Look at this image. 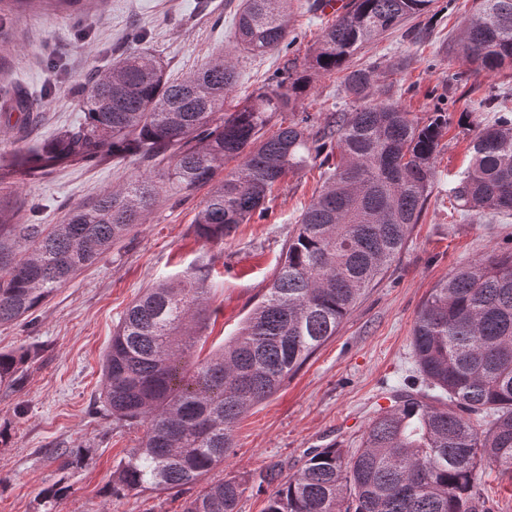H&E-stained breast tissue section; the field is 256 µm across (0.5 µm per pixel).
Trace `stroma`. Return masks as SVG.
I'll use <instances>...</instances> for the list:
<instances>
[{
    "mask_svg": "<svg viewBox=\"0 0 512 512\" xmlns=\"http://www.w3.org/2000/svg\"><path fill=\"white\" fill-rule=\"evenodd\" d=\"M240 0H87L85 11L49 12L35 4L0 23V85L36 91L56 85L32 139L51 143L84 119L77 95L92 72L105 70L128 47L135 27L145 46L176 78L233 55L236 83L229 103L264 87L288 61H302L334 15L294 0L289 54L236 53ZM473 0H436L430 12L408 19L357 52L349 69L373 70L382 99L427 121L448 114V131L435 160V181L418 224L402 251L368 288L335 336L270 398L237 423L234 446L210 479L251 475L266 468L288 477L308 449L332 442L354 448L370 416L414 368L410 336L429 291L448 274L493 250L512 247V217L485 219L454 211L448 192L468 166L473 139L494 120L491 96L512 108V67L465 71L453 46ZM341 77H315L299 104L319 116L350 108ZM21 115L0 110V171L9 173L17 222L58 224L76 205L136 176L158 177L156 159L122 156L104 148L55 160L26 159L18 136ZM326 169L314 164L288 175L256 216L214 246L197 234L195 215L206 188L163 191L147 224L60 286L30 318L0 327V351L29 352L23 384L0 390V512H181L182 500L150 491L106 496L117 464L144 435L143 426L118 422L102 399V361L127 306L144 288L187 274L212 284L205 350L218 348L238 328L267 288L293 237L302 209ZM77 452L68 465L59 449ZM67 497L47 506L44 491L58 480ZM477 488L493 512H512V479L483 467Z\"/></svg>",
    "mask_w": 512,
    "mask_h": 512,
    "instance_id": "obj_1",
    "label": "stroma"
}]
</instances>
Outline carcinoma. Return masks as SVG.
<instances>
[{"label": "carcinoma", "instance_id": "cac0c4a2", "mask_svg": "<svg viewBox=\"0 0 512 512\" xmlns=\"http://www.w3.org/2000/svg\"><path fill=\"white\" fill-rule=\"evenodd\" d=\"M435 0H352L301 67L225 108L235 84L229 55L172 80L155 56L129 47L82 88L85 120L28 153L112 152L163 157L162 177L182 190L209 187L195 217L207 242H224L263 214L267 197L290 173L317 159L329 175L302 210L295 235L261 299L237 333L203 358L194 356L208 320L204 279L160 280L143 290L117 325L103 361L101 398L112 418L145 427L120 460L109 492L151 489L186 495L182 512H238L251 482L273 486L264 512H491L476 487L495 466L512 479V248L461 266L431 289L411 334L418 378L374 411L358 447L336 443L307 452L286 481L271 472L212 481L238 420L275 394L331 337L366 290L401 252L432 191L434 159L448 127L435 112L424 124L395 102L378 100L373 71L347 70L363 46ZM293 0H241L235 42L263 55L295 43ZM455 43L464 64L512 66V0H474ZM343 71L358 105L322 125L290 121L320 74ZM38 98L3 90L29 132ZM231 161L236 165L229 169ZM0 173V327L24 320L61 285L147 223L158 182L136 177L73 207L61 224L13 222ZM453 209L512 216V111L472 144L469 165L452 189ZM28 351H0V387H21Z\"/></svg>", "mask_w": 512, "mask_h": 512}]
</instances>
